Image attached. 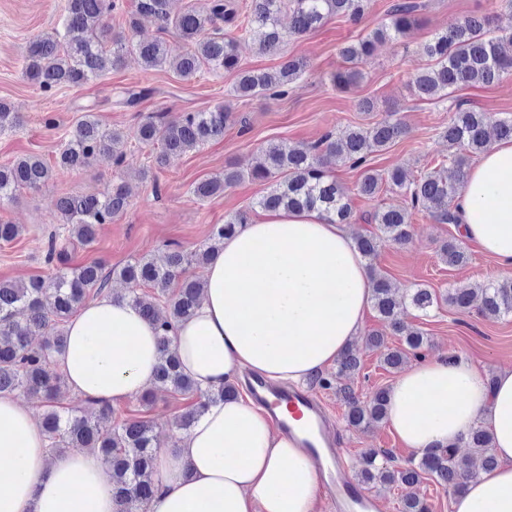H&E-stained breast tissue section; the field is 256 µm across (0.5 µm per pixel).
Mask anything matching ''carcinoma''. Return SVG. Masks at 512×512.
I'll use <instances>...</instances> for the list:
<instances>
[{
	"label": "carcinoma",
	"mask_w": 512,
	"mask_h": 512,
	"mask_svg": "<svg viewBox=\"0 0 512 512\" xmlns=\"http://www.w3.org/2000/svg\"><path fill=\"white\" fill-rule=\"evenodd\" d=\"M168 5L169 0H136L135 15L130 17L127 30L114 33L104 17L117 8L115 0H65L61 30L54 37L38 38L30 43L23 74L43 91L80 86L99 78L108 68L120 65L124 54L132 51L145 67H168L187 81L205 70L234 72L237 81L233 92L238 97L284 93L307 67L303 59L281 53L285 39L312 32L333 16L359 24L368 0H249L245 32L253 33L255 52L281 59L276 68L267 70L242 67L236 40L221 35V24H232L238 19L232 0H208L205 9L191 5L175 15L170 13ZM419 8L413 0L394 4L384 25L354 43L345 44L340 48V55L352 63L370 53L379 40L405 37ZM284 10L291 18L286 31L280 24ZM139 15L154 18L162 31H175L181 46L173 49L160 39H138ZM488 31L489 19L467 17L449 24L432 42L425 44L423 53L433 64L412 78L416 96L444 101L456 88L489 86L512 74V55L503 50V42L512 45V32L490 37ZM229 119L230 112L222 105L207 111L184 112L173 120L161 121L152 115L140 123L137 136L146 146L160 147L154 156V163L160 168L171 156L223 137ZM406 133L402 120L384 118L366 127H351L338 139L327 135L314 143L290 145L285 140L268 143L264 148L265 162L251 171V177L270 182L269 190L250 208L225 218L215 228L212 243L203 249L188 253L181 246L169 243L157 255L133 259L118 269L91 262L62 271L49 280L35 277L20 283L1 281L0 396L24 392L38 398L44 407L40 426L51 452L87 448L99 453L111 472L118 512H146V505L156 491L158 444L154 424L144 418L114 424L110 404L93 402L95 412L81 416L67 414L60 406L67 382L58 359L66 344V326L71 315L89 299L106 293L112 277L126 282L129 288L123 299L160 331V358L151 390H173L199 397L196 406L176 420L179 428L190 429L209 402L234 395L237 388L226 384L214 391L201 390L183 374L179 357L171 347L172 331L193 315L203 292V282L185 276L189 266L209 262L226 236L250 223V212L257 207L265 211L316 209L330 221L350 223L353 208L349 196L326 170V157L364 167L359 196L372 199L382 184L387 183L409 196L412 207L442 224L458 226L454 201L465 188L467 157L482 155L495 141L512 139V117L492 124L484 112L456 107L443 135L448 149L458 150L450 157L456 171L453 181L441 171H431L409 181L399 168L382 173L367 166L372 154L386 150ZM126 147L127 138L122 131L103 124L94 113L87 112L64 137L58 149V164L78 170L98 157L119 164L126 155ZM51 177L52 168L37 155H26L1 165L0 200L13 199L17 189L23 187L37 191ZM242 179L241 171L227 166L223 174L195 184L192 193L200 200L210 199L224 194V189ZM127 206L125 186L117 183L98 194L64 196L58 201V212L61 223L68 227L67 240L90 246L100 225L112 223ZM365 220L375 225V231L355 237L354 243L372 276L373 307L397 333L401 331L398 315L404 307L410 305L425 313L434 306L436 297L427 288L397 294L373 265L382 243L403 244L410 239L408 208L385 206L367 214ZM439 256L450 267L468 261L467 252L453 240L442 244ZM477 300L482 315L487 318L511 315L512 279L455 288L448 293V303L460 312L469 310ZM161 301L166 306L164 315L159 312ZM33 334L45 336L41 346L30 344L29 336ZM368 341L373 349L381 351L386 367L398 370L409 356L417 354L426 338L422 331L415 329L405 333L401 348L387 347L383 335L378 333L371 334ZM359 370L360 361L352 350L347 349L338 357V376H349ZM338 394L346 405V419L351 426L364 428L385 420L388 390L381 388L366 401L357 398L349 387L338 389ZM462 442L473 449V457L480 459L482 470L495 467L496 458L488 452L490 438L485 431L474 427ZM390 461L385 450L367 452L362 471L364 481H399L411 485L425 474L458 490L465 480L473 477L472 457H459L453 448L425 453L418 463L399 470L389 468Z\"/></svg>",
	"instance_id": "carcinoma-1"
}]
</instances>
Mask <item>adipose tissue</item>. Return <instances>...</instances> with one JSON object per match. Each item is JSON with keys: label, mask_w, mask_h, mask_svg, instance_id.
I'll return each mask as SVG.
<instances>
[{"label": "adipose tissue", "mask_w": 512, "mask_h": 512, "mask_svg": "<svg viewBox=\"0 0 512 512\" xmlns=\"http://www.w3.org/2000/svg\"><path fill=\"white\" fill-rule=\"evenodd\" d=\"M467 239L512 268V141L494 143L467 171L455 201ZM372 293L345 225L316 210H276L225 237L204 273V292L172 346L204 390L250 370L299 384L357 336ZM60 357L70 389L116 403L141 396L160 357L158 332L125 300L88 303L66 328ZM388 422L421 453L459 444L473 427L498 462L467 481L452 512H512V370L485 381L449 357L411 364L391 385ZM0 512H117L99 453L52 455L33 413L0 397ZM146 512H313L317 473L267 412L239 397L212 403L158 458Z\"/></svg>", "instance_id": "1"}]
</instances>
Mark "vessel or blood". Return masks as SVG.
I'll return each mask as SVG.
<instances>
[{
	"label": "vessel or blood",
	"instance_id": "vessel-or-blood-1",
	"mask_svg": "<svg viewBox=\"0 0 512 512\" xmlns=\"http://www.w3.org/2000/svg\"><path fill=\"white\" fill-rule=\"evenodd\" d=\"M253 401L265 408L277 427L292 434L297 422H304L310 435L303 446L320 474V492L338 512H382L381 501L345 475L343 450L334 437L323 402L300 387H277L261 377L248 382Z\"/></svg>",
	"mask_w": 512,
	"mask_h": 512
}]
</instances>
